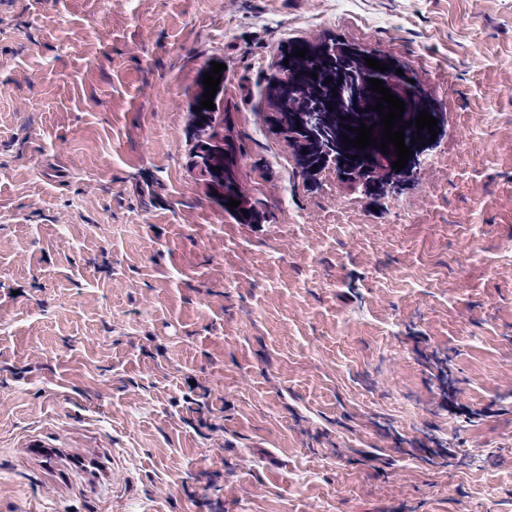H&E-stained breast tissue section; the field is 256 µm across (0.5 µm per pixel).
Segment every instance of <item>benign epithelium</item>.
Listing matches in <instances>:
<instances>
[{
    "mask_svg": "<svg viewBox=\"0 0 512 512\" xmlns=\"http://www.w3.org/2000/svg\"><path fill=\"white\" fill-rule=\"evenodd\" d=\"M367 54L349 44L319 42L308 46L305 60H316L319 63L317 78H312L294 69L295 59L289 58L288 86L283 88L282 97L288 99V104L296 107V111L288 115V130L285 135L296 148V159L299 165L309 174L314 175L323 166L334 163L341 165V170L351 176L358 184L375 190L384 189L385 185L397 177L399 171L392 167L397 159L393 145H388V154L380 152V148H371L368 155H359L354 159L347 158L351 151L345 148L343 138L353 139L357 133L348 131L345 126L354 129L360 127L358 108L365 100L378 101L381 94L369 90L368 82L353 83L349 80V72L367 68ZM379 62L386 64L388 71L384 75L388 80L383 86L390 93L404 101L405 112L401 120L395 122L399 129L410 120L417 119L419 112L425 106L418 103V90L409 87L408 79L394 82L389 76L399 69V62L381 58ZM331 82H326L327 78ZM337 92H332V89ZM201 103L194 102V123L187 131L191 141L204 138L207 121L203 120L204 111H197ZM427 110V109H425ZM438 120L435 130L443 125L441 114L435 110H427ZM420 133V140L410 143L411 134ZM405 145L414 151L409 156L403 171L407 172L420 165L419 157L423 148L429 142L428 130L416 129V125L404 129ZM211 189L218 191L215 198L221 203L229 202L234 197L237 186L219 178L209 183Z\"/></svg>",
    "mask_w": 512,
    "mask_h": 512,
    "instance_id": "7a95c632",
    "label": "benign epithelium"
}]
</instances>
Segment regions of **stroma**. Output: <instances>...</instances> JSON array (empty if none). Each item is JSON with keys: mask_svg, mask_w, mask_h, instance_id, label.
I'll use <instances>...</instances> for the list:
<instances>
[{"mask_svg": "<svg viewBox=\"0 0 512 512\" xmlns=\"http://www.w3.org/2000/svg\"><path fill=\"white\" fill-rule=\"evenodd\" d=\"M0 16V512H512V0H0ZM299 40L404 63L453 134L378 195L307 176L268 120ZM217 59L259 225L192 166ZM467 209L479 223H455ZM34 434L107 449V493L28 463ZM427 435L447 465L413 448Z\"/></svg>", "mask_w": 512, "mask_h": 512, "instance_id": "obj_1", "label": "stroma"}]
</instances>
